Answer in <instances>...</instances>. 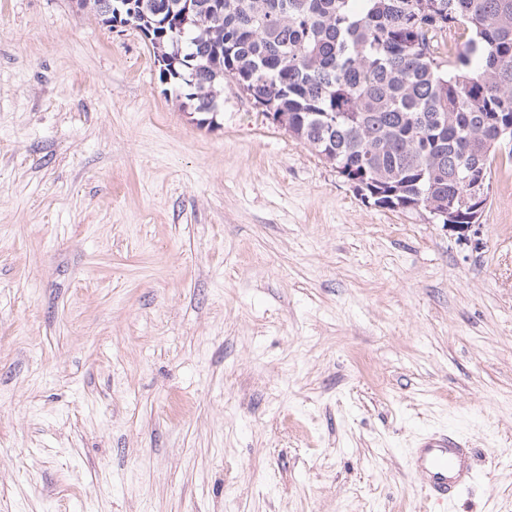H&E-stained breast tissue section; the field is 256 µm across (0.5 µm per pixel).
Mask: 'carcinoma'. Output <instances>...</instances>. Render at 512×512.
Listing matches in <instances>:
<instances>
[{"instance_id": "carcinoma-1", "label": "carcinoma", "mask_w": 512, "mask_h": 512, "mask_svg": "<svg viewBox=\"0 0 512 512\" xmlns=\"http://www.w3.org/2000/svg\"><path fill=\"white\" fill-rule=\"evenodd\" d=\"M148 2L102 22L140 31L197 125L229 77L373 204L476 214L512 125V0H194L185 27Z\"/></svg>"}]
</instances>
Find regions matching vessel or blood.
I'll return each instance as SVG.
<instances>
[{
  "mask_svg": "<svg viewBox=\"0 0 512 512\" xmlns=\"http://www.w3.org/2000/svg\"><path fill=\"white\" fill-rule=\"evenodd\" d=\"M470 443L445 430L421 435L410 454L408 469L427 498L447 504L474 476Z\"/></svg>",
  "mask_w": 512,
  "mask_h": 512,
  "instance_id": "obj_1",
  "label": "vessel or blood"
}]
</instances>
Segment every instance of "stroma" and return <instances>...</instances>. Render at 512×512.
<instances>
[{"instance_id":"1","label":"stroma","mask_w":512,"mask_h":512,"mask_svg":"<svg viewBox=\"0 0 512 512\" xmlns=\"http://www.w3.org/2000/svg\"><path fill=\"white\" fill-rule=\"evenodd\" d=\"M139 31L0 0V512H512V169L467 233L374 207ZM474 450L468 441L445 430L421 435L410 453L408 469L427 498L448 507L474 476Z\"/></svg>"}]
</instances>
